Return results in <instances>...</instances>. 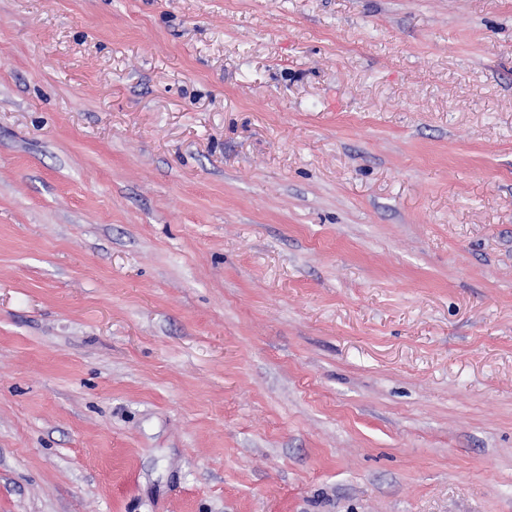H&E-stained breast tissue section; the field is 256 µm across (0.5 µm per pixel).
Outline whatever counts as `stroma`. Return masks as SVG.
Returning <instances> with one entry per match:
<instances>
[{
	"instance_id": "obj_1",
	"label": "stroma",
	"mask_w": 512,
	"mask_h": 512,
	"mask_svg": "<svg viewBox=\"0 0 512 512\" xmlns=\"http://www.w3.org/2000/svg\"><path fill=\"white\" fill-rule=\"evenodd\" d=\"M0 512H512V0H0Z\"/></svg>"
}]
</instances>
